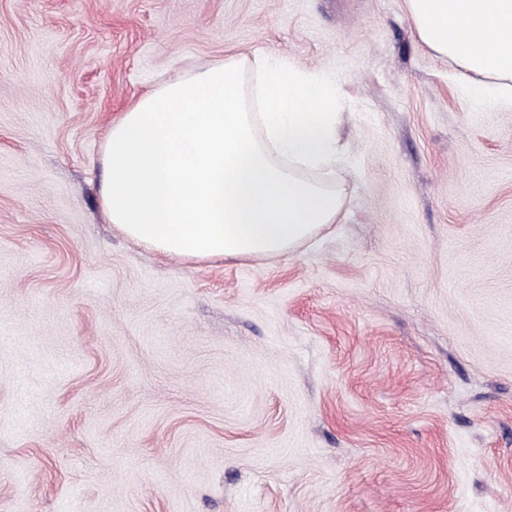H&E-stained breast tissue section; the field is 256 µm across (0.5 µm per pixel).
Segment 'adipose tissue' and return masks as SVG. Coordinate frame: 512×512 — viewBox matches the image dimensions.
<instances>
[{"label": "adipose tissue", "instance_id": "1", "mask_svg": "<svg viewBox=\"0 0 512 512\" xmlns=\"http://www.w3.org/2000/svg\"><path fill=\"white\" fill-rule=\"evenodd\" d=\"M419 39L475 100L512 108V0H406ZM334 92L255 54L180 74L113 122L100 206L125 236L187 261L273 256L336 223L348 185Z\"/></svg>", "mask_w": 512, "mask_h": 512}]
</instances>
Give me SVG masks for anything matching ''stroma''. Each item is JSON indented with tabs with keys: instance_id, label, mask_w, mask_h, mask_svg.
Listing matches in <instances>:
<instances>
[{
	"instance_id": "1",
	"label": "stroma",
	"mask_w": 512,
	"mask_h": 512,
	"mask_svg": "<svg viewBox=\"0 0 512 512\" xmlns=\"http://www.w3.org/2000/svg\"><path fill=\"white\" fill-rule=\"evenodd\" d=\"M256 52L335 91L338 222L197 262L112 228V120ZM0 512H512V111L405 0H0Z\"/></svg>"
}]
</instances>
